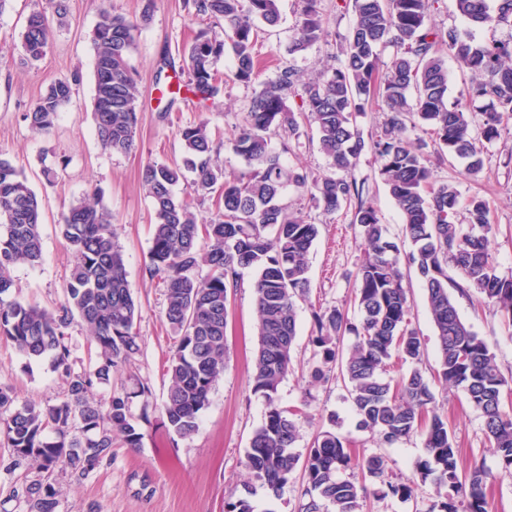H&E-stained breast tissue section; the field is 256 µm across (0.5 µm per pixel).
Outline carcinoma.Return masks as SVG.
<instances>
[{"label":"carcinoma","mask_w":512,"mask_h":512,"mask_svg":"<svg viewBox=\"0 0 512 512\" xmlns=\"http://www.w3.org/2000/svg\"><path fill=\"white\" fill-rule=\"evenodd\" d=\"M456 13L471 27L512 23V0H453ZM19 33L31 64L51 44V21L62 24L67 0H46ZM320 0H304L288 53L306 50L328 35ZM196 14L214 27L197 34L187 50L185 71L192 92L202 101L217 96L221 76L216 62L229 51L234 77L253 82L259 73L258 24L275 27L280 0H187ZM428 0H353L350 31L340 38L336 66L306 78L293 66L278 68L276 78L262 83L251 101L245 124L228 144L250 167L227 173L213 158L214 141L206 119L180 132L185 147L182 164L150 163L141 181L150 198L154 222L147 272L165 285V319L177 338L167 359L170 385L162 409L168 431L193 435L201 412L224 372L229 296L238 286L239 270L257 274L255 302L258 344L251 376L253 391L266 400L264 422L246 449L250 482L246 495L225 503V512H254L250 497L257 489L277 497L302 466L306 502L301 512H359L365 485L341 474L380 479L385 460L360 455L332 431L317 436L305 457L291 448L299 438L295 413L276 400L278 385L288 374L297 336V300L309 292L308 253L318 235L314 224L288 213L280 198L286 185L306 192L327 215L354 207L353 223L361 226L365 258L355 288L359 322L345 312L312 311L311 337L316 361L310 375L327 382L337 363V343L345 333L356 337L339 373L360 425L380 444L390 446L417 432L424 438L426 459L416 472L445 489L443 500L429 512H490L485 488L489 473L477 461L467 466L437 413L435 395L419 361L421 340L409 329L408 298L401 267L415 268L427 292L439 344L437 379L462 389L483 418L485 435L502 469L512 471V413L502 394L509 380L499 369L483 338L460 317L449 289L476 294L512 321V276H501L488 251L493 230L486 202L473 197L466 205V223L457 222L459 192L440 183L428 166L422 144L409 137L421 124L431 129L448 154L467 160L466 171L484 170V143L500 135L512 120V40L475 42L468 29L442 33L427 19ZM138 23L110 8L98 11L93 32L96 57L94 119L101 145L112 153L135 147L138 126L137 83L130 51ZM397 48L390 63L379 47ZM448 48L461 70L472 73L463 96L477 111L448 104ZM78 77L57 79L24 114L30 129L47 134L60 109L70 103ZM300 100L299 111L289 100ZM375 99L383 104L382 131L371 148L381 158V176L401 213L405 235L413 245L402 253L387 236L377 210L363 199V186L348 176L366 147L353 126V116ZM315 125L320 149L331 172L316 179L285 168L271 148L274 136L300 137V120ZM188 181L178 197L174 186ZM210 199L213 216L198 223L197 203ZM41 209L26 178L0 158V338L30 358L51 357L53 371L65 381V397L42 407L17 403L9 387L0 385V439L10 449L0 465L24 464L52 473L88 475L112 459V439L139 447L142 433L132 414L130 396L113 393L106 404L91 399L92 390L110 382L112 373L139 352L134 330L137 303L127 278L124 252L112 233V212L92 197L73 206L59 224L73 251L74 263L64 286L65 300L53 310L13 295V272L39 263L43 254ZM209 268L198 278L200 266ZM453 268L457 278L448 276ZM88 328L97 349L96 366L76 373L69 363L68 330L75 319ZM393 498L406 501L415 484L386 483ZM30 512H56L57 489L49 478L22 487Z\"/></svg>","instance_id":"carcinoma-1"}]
</instances>
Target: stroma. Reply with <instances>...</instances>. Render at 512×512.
I'll return each mask as SVG.
<instances>
[{
	"label": "stroma",
	"instance_id": "stroma-1",
	"mask_svg": "<svg viewBox=\"0 0 512 512\" xmlns=\"http://www.w3.org/2000/svg\"><path fill=\"white\" fill-rule=\"evenodd\" d=\"M44 5L45 0H12L0 14V158L23 171L39 197L43 219L42 261L14 271L16 293L22 300L49 308L63 302L73 255L58 226L73 203L88 190L99 189L112 211V230L125 252L128 279L139 304L135 330L140 350L129 366L113 374L111 385L94 388L92 397L103 403L113 391L123 390L133 395V414H149L148 420L139 423L140 447H126L117 438L111 461L84 478L53 473L51 480L58 490L56 512H224L225 503L243 492L248 479L245 452L266 411L264 398L254 393L250 380L258 340L256 274L242 270L231 295L224 374L200 416L197 432L186 438L168 433L161 406L170 383L165 361L174 338L164 317L165 287L146 271L152 245V206L140 174L147 163L181 160L184 148L180 131L200 118H209L219 137L233 134L262 81L273 78L279 65H292L308 76L331 66L338 52L337 38L347 34L352 23V0H321L331 37L294 55L289 54L288 47L304 3L281 0L279 24L259 34L258 81H237L233 57L224 55L216 64L224 75L221 91L206 102L185 90L169 97L157 88L156 75L163 57L182 62L192 37L207 26L185 9L184 0H69L68 17L64 24L54 26L50 49L27 66L22 62L24 51L18 34L28 15ZM104 6L139 23L130 54L139 89V123L136 147L127 154L102 148L93 119L91 35L98 11ZM73 76L79 79L77 93L60 110L53 131L47 135L32 132L25 112L54 80ZM272 145L281 150L285 166L315 178L327 174V160L314 127L303 126L290 151H282L281 138H273ZM426 155L438 181L454 184L461 200L477 195L486 201L495 226L489 252L497 272L512 275V123L487 144L485 167L478 176H469L464 162L449 157L436 142L429 141ZM47 168L54 171V178L44 177ZM380 168L379 158L366 150L350 174L363 183V198L378 211L389 238L401 249H409L401 215L383 184ZM283 196L290 211L319 229L309 254V299L299 305L293 370L277 391L280 405L298 415L301 436L294 450L306 454L317 433L335 429L350 447L382 454L387 460L385 480L368 483L367 495L360 501L361 512H428L439 498L432 482L418 483L413 498L406 502L380 495L385 482L415 480V464L425 456L422 438L415 434L390 446L380 445L375 434L361 427L342 380L324 384L310 378L312 307H337L351 322L359 320L353 282L364 257L361 228L353 224L351 209L325 215L292 186ZM404 285L410 300L408 320L421 338L423 366L430 371L438 362V341L425 291L412 270L407 271ZM455 302L461 319L486 341L503 374L512 376V329L503 315L496 308L478 306L466 295H456ZM0 384L11 387L18 401L31 400L43 406L58 403L66 390L49 359L26 358L5 340H0ZM142 387L147 388V397L139 396ZM433 391L438 411L447 421L464 462H483L493 475L487 486L492 512H512V473L502 470L492 455L480 413L462 389L437 383Z\"/></svg>",
	"mask_w": 512,
	"mask_h": 512
}]
</instances>
